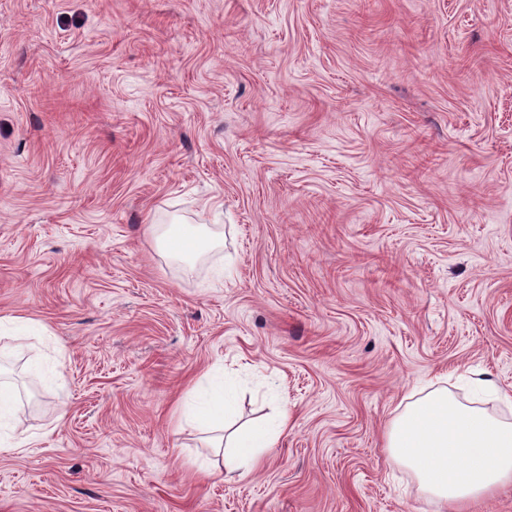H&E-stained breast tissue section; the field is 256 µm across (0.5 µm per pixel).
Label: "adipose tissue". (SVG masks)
Here are the masks:
<instances>
[{
  "mask_svg": "<svg viewBox=\"0 0 512 512\" xmlns=\"http://www.w3.org/2000/svg\"><path fill=\"white\" fill-rule=\"evenodd\" d=\"M238 394L233 377L212 374L184 409L182 423L202 433L218 431ZM288 428L287 413L246 427L226 441L227 473L258 469ZM386 448L415 475L430 502L443 512H464L473 502L512 484V423L436 390L408 405L390 424Z\"/></svg>",
  "mask_w": 512,
  "mask_h": 512,
  "instance_id": "1",
  "label": "adipose tissue"
}]
</instances>
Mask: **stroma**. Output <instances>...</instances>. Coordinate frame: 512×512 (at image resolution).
Returning <instances> with one entry per match:
<instances>
[{
  "instance_id": "35a3bbf8",
  "label": "stroma",
  "mask_w": 512,
  "mask_h": 512,
  "mask_svg": "<svg viewBox=\"0 0 512 512\" xmlns=\"http://www.w3.org/2000/svg\"><path fill=\"white\" fill-rule=\"evenodd\" d=\"M16 315L0 512H435L390 422L439 374L512 421V0H0ZM219 370L290 416L259 470L180 424ZM156 226L151 225L155 241L179 257L196 258L213 247V239L209 236H200L193 225H185L188 227L177 232L171 230V226L175 225H169L168 230L161 235H157ZM43 324L30 318L9 316L0 317V335L7 333L39 336L45 333Z\"/></svg>"
}]
</instances>
